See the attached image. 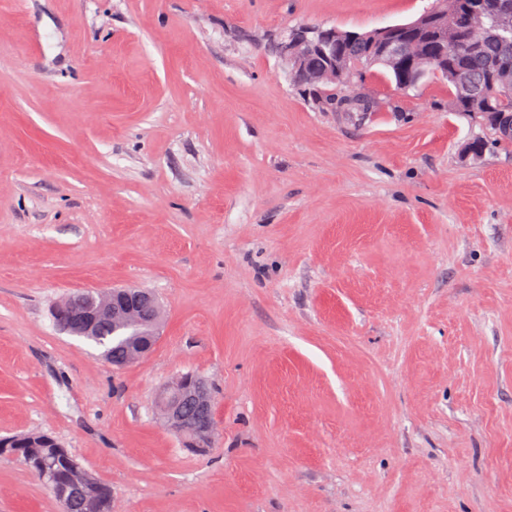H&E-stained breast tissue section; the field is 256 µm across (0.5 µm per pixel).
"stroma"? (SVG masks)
Listing matches in <instances>:
<instances>
[{"mask_svg":"<svg viewBox=\"0 0 512 512\" xmlns=\"http://www.w3.org/2000/svg\"><path fill=\"white\" fill-rule=\"evenodd\" d=\"M432 3L0 0V438L114 512H512V146L442 79L347 112L271 50ZM112 287L162 307L121 369L50 314ZM186 373L204 454L155 408ZM0 512L62 507L5 456ZM0 440L8 441L10 448H15L23 462L24 457H30V463L25 464L43 484L40 470L46 468L53 473L57 485L63 491V501L54 498L61 504L64 512H112V496L108 492L110 485L96 481L90 475L85 484L73 485L67 481L68 465L78 463L71 452L67 448H61L54 437L44 433H30ZM8 442L0 444V453L5 452ZM38 459L43 461L41 468L32 464Z\"/></svg>","mask_w":512,"mask_h":512,"instance_id":"35a3bbf8","label":"stroma"}]
</instances>
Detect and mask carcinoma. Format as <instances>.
<instances>
[{"instance_id":"carcinoma-1","label":"carcinoma","mask_w":512,"mask_h":512,"mask_svg":"<svg viewBox=\"0 0 512 512\" xmlns=\"http://www.w3.org/2000/svg\"><path fill=\"white\" fill-rule=\"evenodd\" d=\"M488 7L482 17L469 26L458 30L457 38L448 46V70H439L441 78L448 81L451 104L454 111L465 115H476L485 122L494 135V141L512 145V138L499 134L489 113L496 111L512 112V96L503 92L500 75L503 70L512 73V31L508 35L500 32L501 5L512 0H486ZM375 56V46L369 40H357L336 45V64L355 71L359 67L369 68ZM467 69L480 80V90L470 94L453 81L452 72ZM88 302L86 294L70 293L61 298L52 309L55 323L69 334L77 333L73 318ZM152 311L144 308L134 317L132 332L115 329L108 320L99 322L95 335L83 340L92 344L101 355L115 367L130 364L129 346L150 332L149 323ZM182 413L190 423L213 418V411H205L198 403L188 401L182 406ZM10 447L20 457L30 458L28 468L36 477H41L40 469L33 461L42 460L43 467L51 471L57 485L63 491L61 506L64 512H112L110 485L88 477L84 484L73 485L67 481L68 465L75 463L71 452L61 447L58 441L44 433H30L6 438Z\"/></svg>"}]
</instances>
